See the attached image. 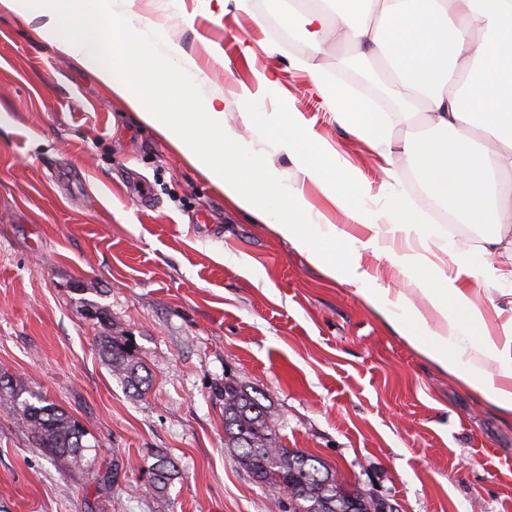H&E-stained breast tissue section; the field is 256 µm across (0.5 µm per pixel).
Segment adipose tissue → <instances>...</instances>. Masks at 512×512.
Segmentation results:
<instances>
[{
  "mask_svg": "<svg viewBox=\"0 0 512 512\" xmlns=\"http://www.w3.org/2000/svg\"><path fill=\"white\" fill-rule=\"evenodd\" d=\"M130 0H0V10L39 19L38 37L94 74L112 100L150 127L182 160L222 192L238 211L270 223L329 279L355 286L360 299L424 359L512 417V316L490 329L487 307L463 278L493 288L505 280L494 255L501 228L512 223V0H292L282 16L302 33L309 73L337 124L360 137L381 159L383 185L399 178L401 158L415 160L420 183L460 221L489 227L483 244L459 250L424 222L402 195L367 209L374 187L336 160L300 113L269 117L250 111L257 94L278 87L266 70L242 87L244 122L263 127L292 155L303 180L321 187L349 219L370 232L363 245L313 210L302 187L243 142L224 120V100L206 93L188 69L164 67L179 45L155 34ZM350 43L361 58L382 59L394 96L416 121L400 148L386 117L347 87L328 82L314 63L329 37ZM495 142L488 150L487 142ZM383 257L393 276L422 293L426 308L392 292L362 270L360 248Z\"/></svg>",
  "mask_w": 512,
  "mask_h": 512,
  "instance_id": "1",
  "label": "adipose tissue"
}]
</instances>
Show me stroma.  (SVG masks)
<instances>
[{
  "label": "stroma",
  "instance_id": "35a3bbf8",
  "mask_svg": "<svg viewBox=\"0 0 512 512\" xmlns=\"http://www.w3.org/2000/svg\"><path fill=\"white\" fill-rule=\"evenodd\" d=\"M224 95L236 133L288 183L293 158L239 116V93L270 66L279 92L258 112L302 113L372 184L378 159L336 124L302 70L267 56L271 29L217 0H133ZM38 20L0 12V374L77 419L98 446L90 475L37 448L0 399V512H282L224 442L215 385L266 395L284 447L318 456L346 490L396 512H512V419L425 360L305 253L227 204L150 128L112 102ZM253 55H245L243 45ZM130 341L148 386L125 388L97 338ZM174 459L167 494L146 462Z\"/></svg>",
  "mask_w": 512,
  "mask_h": 512
}]
</instances>
